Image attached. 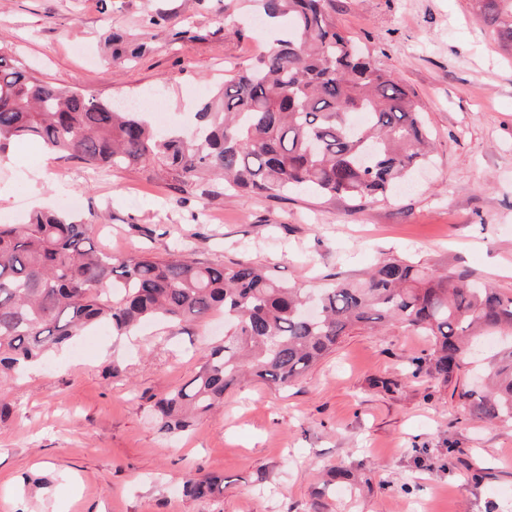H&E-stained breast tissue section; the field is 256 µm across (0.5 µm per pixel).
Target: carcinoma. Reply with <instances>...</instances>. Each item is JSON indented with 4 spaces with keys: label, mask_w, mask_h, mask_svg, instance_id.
Segmentation results:
<instances>
[{
    "label": "carcinoma",
    "mask_w": 512,
    "mask_h": 512,
    "mask_svg": "<svg viewBox=\"0 0 512 512\" xmlns=\"http://www.w3.org/2000/svg\"><path fill=\"white\" fill-rule=\"evenodd\" d=\"M290 32L250 68L224 79L197 112L191 138L162 134L142 113L31 74L0 44V152L31 141L94 168H160L178 184L211 177L266 196L306 190L362 207L387 200L428 157L423 111L400 80L336 26L333 0H259ZM476 15L512 49V0H475ZM151 31L103 33L107 58L133 62ZM364 112L362 124L352 121ZM224 314V343L211 347L190 381L159 398L162 429L177 433L224 402L241 378L286 388L354 330L400 323L432 338L427 364L452 380L473 340L512 337V297L467 273L428 272L405 259L377 265L364 280L303 292L249 261L204 262L194 250L114 256L92 226L66 211H39L0 224V376L107 324L126 336L160 318L180 326ZM487 423L512 421V345L489 357L485 385L459 394ZM224 491V477L190 474L196 500Z\"/></svg>",
    "instance_id": "obj_1"
}]
</instances>
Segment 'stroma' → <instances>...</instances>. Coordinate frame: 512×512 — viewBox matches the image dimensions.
<instances>
[{
    "mask_svg": "<svg viewBox=\"0 0 512 512\" xmlns=\"http://www.w3.org/2000/svg\"><path fill=\"white\" fill-rule=\"evenodd\" d=\"M159 13L169 22L148 52L105 68L103 32L139 33ZM255 13L254 0H0V43L54 86L150 97L167 125L189 129L225 76L271 48ZM332 16L425 113L434 153L410 190L357 209L304 191L236 192L218 178L181 189L150 167L97 172L14 142L0 153V221L26 223L40 199L55 206L72 193L96 245L117 256L189 242L202 261L248 260L306 289L407 258L512 296V50L472 0H333ZM223 339L220 314L121 338L102 326L8 379L0 512H313L341 465L360 482L337 484L320 512H512V423L463 407L471 361L446 384L415 372L432 342L398 323L346 336L289 388L245 381L186 432H166L156 399ZM190 473L223 476V493L184 496Z\"/></svg>",
    "mask_w": 512,
    "mask_h": 512,
    "instance_id": "35a3bbf8",
    "label": "stroma"
}]
</instances>
